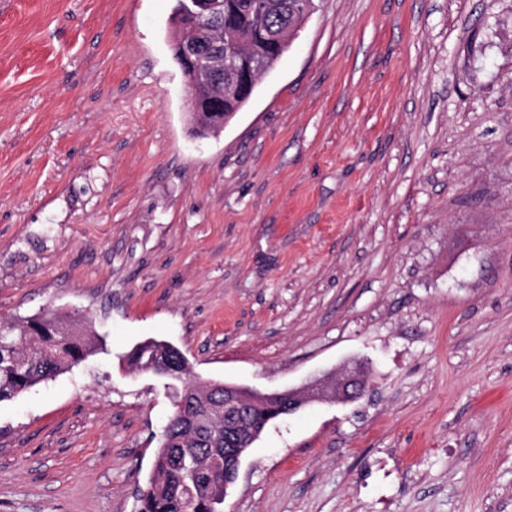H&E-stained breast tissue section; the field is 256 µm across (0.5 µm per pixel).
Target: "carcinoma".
<instances>
[{"label": "carcinoma", "instance_id": "1", "mask_svg": "<svg viewBox=\"0 0 512 512\" xmlns=\"http://www.w3.org/2000/svg\"><path fill=\"white\" fill-rule=\"evenodd\" d=\"M244 50L260 55L250 22L242 17L238 27ZM0 404L17 399L40 384L107 352L104 339L88 338L71 315L48 309L25 318H2L0 323ZM162 358L171 375L161 378L171 411L163 439L154 457L152 476L138 496V512H223V419L213 412L224 394L209 384L187 378L184 355L163 340L147 339L122 356L132 369L155 374L148 365Z\"/></svg>", "mask_w": 512, "mask_h": 512}]
</instances>
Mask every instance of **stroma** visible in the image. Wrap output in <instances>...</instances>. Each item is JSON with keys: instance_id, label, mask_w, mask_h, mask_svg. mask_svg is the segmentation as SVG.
<instances>
[{"instance_id": "obj_1", "label": "stroma", "mask_w": 512, "mask_h": 512, "mask_svg": "<svg viewBox=\"0 0 512 512\" xmlns=\"http://www.w3.org/2000/svg\"><path fill=\"white\" fill-rule=\"evenodd\" d=\"M174 0H0V316L108 353L0 404V512H136L203 381L371 387L270 424L224 512H512V0H321L192 137Z\"/></svg>"}]
</instances>
